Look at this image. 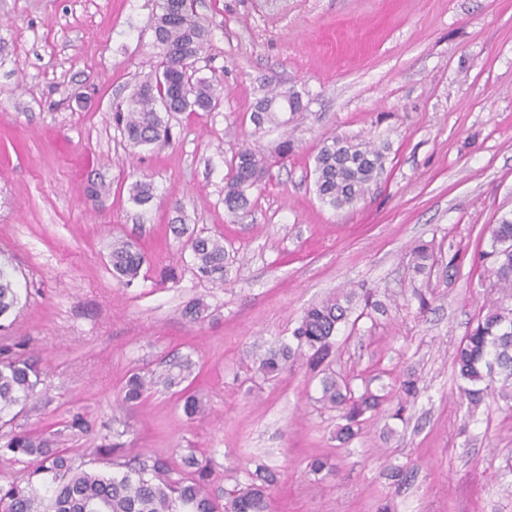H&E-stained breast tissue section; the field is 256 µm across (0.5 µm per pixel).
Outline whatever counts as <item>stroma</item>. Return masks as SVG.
<instances>
[{
    "label": "stroma",
    "instance_id": "35a3bbf8",
    "mask_svg": "<svg viewBox=\"0 0 512 512\" xmlns=\"http://www.w3.org/2000/svg\"><path fill=\"white\" fill-rule=\"evenodd\" d=\"M159 3L0 0V262L22 290L8 333L43 369L0 445L44 434L104 468L127 375L188 355L205 415L155 385L126 414L125 456L164 458L178 478L194 454L218 493L227 468L244 483L274 471L270 512H512V413L492 401L468 412L454 366L495 293L478 252L512 214V0H196L208 29L196 67L219 79L220 104L167 115L169 143L133 153L112 113L153 71ZM289 87L302 112L256 126L257 99ZM337 135L386 149L343 210L314 185V158ZM286 138L288 158L229 216L234 156ZM139 179L154 185L144 206L129 196ZM179 223L223 237V282L197 273ZM116 235L146 256L128 286L107 260ZM419 244L433 265L417 274ZM342 291L353 301L331 371L384 390L390 412L402 382L417 385L401 418L367 421L345 447L320 372L299 363L266 380L253 366ZM197 299L209 310L193 323L183 311ZM77 413L88 431L71 429ZM315 456L335 475L310 474ZM399 466L412 476L394 480Z\"/></svg>",
    "mask_w": 512,
    "mask_h": 512
}]
</instances>
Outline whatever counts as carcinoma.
Returning <instances> with one entry per match:
<instances>
[{
  "label": "carcinoma",
  "mask_w": 512,
  "mask_h": 512,
  "mask_svg": "<svg viewBox=\"0 0 512 512\" xmlns=\"http://www.w3.org/2000/svg\"><path fill=\"white\" fill-rule=\"evenodd\" d=\"M182 11L175 14L167 0H162L155 37L158 58L154 72L141 82L115 113V120L132 149L165 143L170 139L163 112H210L219 101L217 85L206 77H196L192 69L196 55L203 50L208 32L193 11L192 4L180 0ZM289 112L302 110L300 96L291 90L265 95L255 105L256 126L268 122L285 125L278 104ZM384 148L369 142H355L334 136L323 142L314 166L316 192L320 200L335 209L349 207L368 191L384 169ZM270 159L258 146L247 145L234 157L224 186V207L230 214L246 208L247 188L264 178ZM154 198V187L138 181L131 188V199L146 205ZM198 272L213 281L224 282L226 253L224 241L214 236L188 239ZM479 259L488 265L502 297L484 307L485 313L467 333L455 353V364L468 409H476L492 392L495 376L502 375L498 395L512 411V308L505 299L512 298V217L503 216L491 226L490 250ZM112 277L121 284L133 283L141 273L145 255L122 237L112 238L108 255ZM20 302L13 269L0 262V328ZM349 300L336 296L305 310L294 330L296 346L285 345L258 358L257 370L274 377L286 364L302 359L318 368L332 354V339L338 325L345 321ZM195 363L181 357L168 364L163 383L178 386L192 373ZM38 359L0 346V421L18 406H24L41 384ZM155 384L154 376L136 371L120 389L121 406L140 405ZM385 395L369 387L356 393L349 382L326 377L321 382L319 402L340 411L345 420L338 430V440L348 445L366 422L385 412ZM31 458L35 468L30 476H15L0 483V512H268L269 488L275 483L270 472L256 473L249 483L235 482L224 490L219 503L206 487L207 468L194 456L185 458L193 469L190 478L174 479L166 461L134 457L115 466L119 472L102 473L76 464L73 458L51 448V441L26 431L12 433L0 445V455ZM42 476L45 493L33 485L32 477Z\"/></svg>",
  "instance_id": "1"
}]
</instances>
